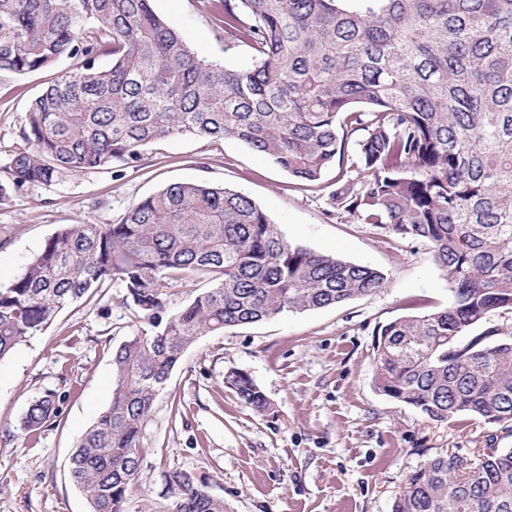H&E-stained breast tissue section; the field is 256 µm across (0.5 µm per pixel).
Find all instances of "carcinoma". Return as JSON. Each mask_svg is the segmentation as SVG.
Wrapping results in <instances>:
<instances>
[{
    "label": "carcinoma",
    "mask_w": 512,
    "mask_h": 512,
    "mask_svg": "<svg viewBox=\"0 0 512 512\" xmlns=\"http://www.w3.org/2000/svg\"><path fill=\"white\" fill-rule=\"evenodd\" d=\"M224 41L256 52L249 70L198 56L152 0H0V71L63 58L30 101L6 173L14 189L132 165L184 134L235 139L307 187L337 168L330 204L360 224L431 248L452 303L375 332V390L442 421H512V0H207ZM110 58L102 66L99 60ZM362 135L347 148L348 137ZM210 283L177 313L163 289ZM119 280L154 327L113 353L112 397L69 458L88 512H125L142 431L184 353L206 334L376 292L371 267L291 243L240 191L178 182L119 224H73L0 286V361L65 306ZM253 411L247 375L225 377ZM58 414L34 400L18 429ZM171 512H224L195 474L166 475ZM392 512H512V450L486 448L456 472L439 453L407 478Z\"/></svg>",
    "instance_id": "1"
}]
</instances>
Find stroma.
Returning <instances> with one entry per match:
<instances>
[{
	"label": "stroma",
	"mask_w": 512,
	"mask_h": 512,
	"mask_svg": "<svg viewBox=\"0 0 512 512\" xmlns=\"http://www.w3.org/2000/svg\"><path fill=\"white\" fill-rule=\"evenodd\" d=\"M199 56L246 70L245 44L225 46L204 0H153ZM48 72L0 73V182L24 147L25 109ZM199 181L250 197L289 241L380 270L383 288L338 306L201 336L157 395L142 438L126 512H168L165 477L185 470L223 499L224 512H391L407 477L437 453L475 458L512 448V430L472 415L434 421L378 393L373 344L381 325L448 306L445 272L423 243L329 212L327 192L298 185L242 142L187 134L150 145L133 167L73 172L0 196V284H9L45 240L69 224H117L140 199ZM120 281L64 307L49 327L0 361V512H88L68 473L82 434L110 402L112 352L150 330ZM248 375L269 408L258 413L225 383ZM54 395L59 414L36 437L17 428L32 401Z\"/></svg>",
	"instance_id": "1"
}]
</instances>
